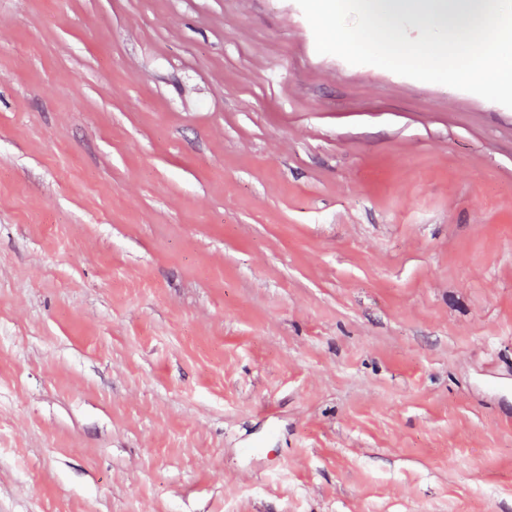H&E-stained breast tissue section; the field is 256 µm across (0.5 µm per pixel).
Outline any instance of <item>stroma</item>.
<instances>
[{"label": "stroma", "mask_w": 512, "mask_h": 512, "mask_svg": "<svg viewBox=\"0 0 512 512\" xmlns=\"http://www.w3.org/2000/svg\"><path fill=\"white\" fill-rule=\"evenodd\" d=\"M0 512H512V109L0 0Z\"/></svg>", "instance_id": "stroma-1"}]
</instances>
